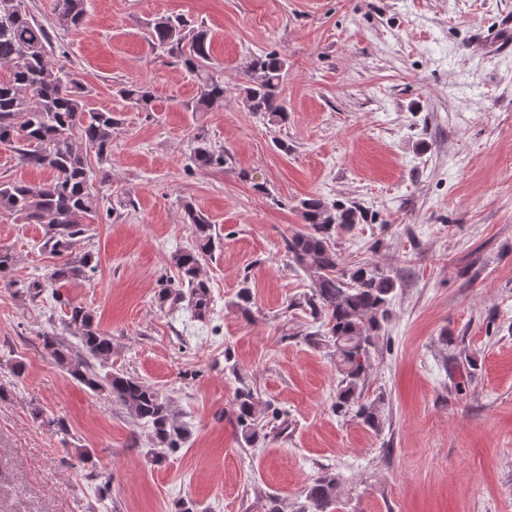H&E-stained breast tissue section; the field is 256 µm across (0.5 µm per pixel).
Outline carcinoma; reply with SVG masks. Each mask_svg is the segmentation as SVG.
I'll return each mask as SVG.
<instances>
[{"label": "carcinoma", "mask_w": 512, "mask_h": 512, "mask_svg": "<svg viewBox=\"0 0 512 512\" xmlns=\"http://www.w3.org/2000/svg\"><path fill=\"white\" fill-rule=\"evenodd\" d=\"M87 16V0H57L55 25L78 28ZM152 48L174 58L195 75L198 95L194 112H209L224 105V82L211 54L207 30L191 27L179 18L161 16L151 26ZM52 27L35 19L26 0H0V145L11 150L18 162L32 169L47 170L46 182L0 181V212L25 224L46 227L43 247L66 259L44 277L22 284L23 293L37 297L57 284L77 281L94 272V253L79 251L87 224L98 215L94 179L108 182L104 168L112 145V131L121 124L120 113L88 106V87L74 74L52 61ZM288 61L275 52L250 58L246 71L254 74L242 89L244 108L270 121H283L287 111L280 98ZM126 103L147 111L154 101L147 84L118 91ZM98 168H93L90 153ZM191 158L200 168H222L224 152L203 136H195ZM304 228L284 240L290 263L310 281L309 292L293 299L288 307L301 309L320 324L305 334L317 348L327 350L338 373L332 409L338 416L351 415L373 431L380 430L379 401L364 400L375 349L392 314L396 280L369 262L346 264L336 250V235L368 222V213L358 204L328 201L310 196L298 203ZM184 221L194 238L191 247L170 257L178 281H167L158 293L160 303L188 302L196 314L207 313L210 297L201 277V261L219 243L208 217L188 206ZM252 295L249 275L241 280L236 307L249 317ZM66 328L79 339L74 350L64 346L53 332L41 336L43 348L55 364L84 387L104 389L124 407L129 417L151 429L154 447L174 452L182 448L189 430L175 414L171 401L158 390L129 373H101L96 364L112 356V335L100 329L94 311L72 306ZM257 401L247 387L238 389L233 415L241 442L254 446L263 428L256 423ZM338 481L324 473L307 487L299 512H337Z\"/></svg>", "instance_id": "obj_1"}]
</instances>
